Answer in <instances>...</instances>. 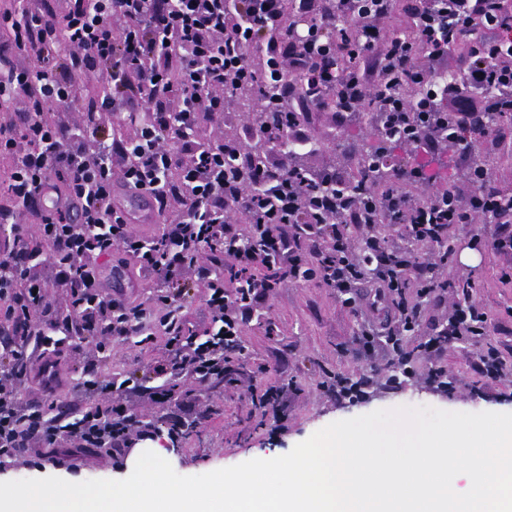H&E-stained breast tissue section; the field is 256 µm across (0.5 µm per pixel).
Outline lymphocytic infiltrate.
<instances>
[{
	"instance_id": "obj_1",
	"label": "lymphocytic infiltrate",
	"mask_w": 512,
	"mask_h": 512,
	"mask_svg": "<svg viewBox=\"0 0 512 512\" xmlns=\"http://www.w3.org/2000/svg\"><path fill=\"white\" fill-rule=\"evenodd\" d=\"M395 0H293L296 15L310 19L307 36L316 53L299 54L282 0H67L57 14L53 0L16 10L0 8V103L24 104L21 136L13 122L0 123V154L14 156L8 190L13 209L0 208V460L13 462L34 446L70 443L86 452H119L153 439L108 382L85 380V406L72 423L25 403L35 364L47 349L70 347L90 336L101 350L117 340L144 335L160 322L169 356L155 367L161 382L155 402L170 400L176 381L197 385L231 377L226 352L242 351V329L273 288L291 280L320 278L338 295H354L372 316L377 334L394 338L420 315V300L442 301L441 248L452 224H496V247H512V197L490 187L488 170L472 157L474 135L512 113V0H416L410 16L415 33L357 26L345 37L341 24L394 11ZM240 22L226 27L225 12ZM266 46V67L255 70L248 54ZM346 49L345 69L321 59L327 49ZM467 58L462 83H431L427 74L448 51ZM110 93L89 95L92 83ZM274 87L284 135L309 144L301 122L311 107L336 103L341 122L375 103V121L389 127L412 150L433 155L454 148L469 164L474 188L461 202L456 185L406 168L409 187L382 192L364 185L351 200L342 183L320 188L331 172L313 173L268 159L249 162L240 142L204 143V123L227 110L229 83ZM424 87L410 97L409 86ZM142 110L144 121L129 137L102 128L99 113ZM82 111L83 120H66ZM82 205L81 222L63 210L46 212L40 198L56 184ZM150 193L152 213L167 220L160 241L149 244L132 232L135 219L116 201L117 189ZM415 216L400 227L402 244L368 233L392 215ZM261 235L263 256L230 245L240 237L237 217ZM150 276L156 289L137 302L111 294L102 262L120 266L126 255ZM229 273H220L224 261ZM195 269L205 310L219 329L198 341L186 327L182 279ZM232 278L235 289L224 280ZM64 282L68 309L44 301L45 280Z\"/></svg>"
}]
</instances>
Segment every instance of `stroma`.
Returning <instances> with one entry per match:
<instances>
[{"label": "stroma", "instance_id": "1", "mask_svg": "<svg viewBox=\"0 0 512 512\" xmlns=\"http://www.w3.org/2000/svg\"><path fill=\"white\" fill-rule=\"evenodd\" d=\"M308 132L319 153L306 155V166L319 169L329 163L325 154L336 137L354 142L356 156L342 163L338 172L348 178L356 174L357 155L376 140L371 113L359 120L340 123L334 107L313 109ZM475 153L491 174V187L512 193V118L501 128L477 139ZM494 231L486 223L453 224L447 231L450 250L445 277L454 287L448 300L425 304L418 326L407 333L402 352H389L374 362L360 359L354 339L367 326L365 313L344 297L326 288L320 280L285 284L274 289L262 309L261 318L243 329L242 355L233 366L239 384L195 388L197 408L205 413L202 432L182 438L181 454H168L173 469L194 476L234 466L252 459H272L289 453L316 431L339 421L380 409L399 406H429L450 412H512V257L486 246ZM473 252L474 262H463L464 252ZM468 302L487 314L485 333L448 342L437 361H430L419 345L428 340L435 326L444 324L454 304ZM166 336L155 331L142 343H114L111 351L98 353L92 340L80 342L66 360L70 385L44 399L43 408L73 405L80 397L75 390L86 366L98 377L122 382L135 367H149L166 359ZM496 354L507 370L494 380L476 370L480 357ZM404 356L415 377L401 384L390 377L397 356ZM364 384V394L348 399L336 391L337 377ZM293 382L296 391L287 407L258 406L265 388L282 381ZM128 457L89 453L66 456L44 449L26 464H0V481L58 477L73 482L123 479Z\"/></svg>", "mask_w": 512, "mask_h": 512}]
</instances>
